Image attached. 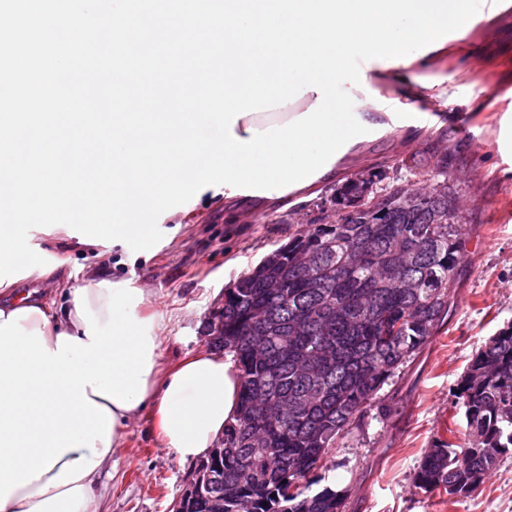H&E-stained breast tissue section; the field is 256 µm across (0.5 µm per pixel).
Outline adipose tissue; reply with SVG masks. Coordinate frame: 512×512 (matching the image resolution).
<instances>
[{
  "label": "adipose tissue",
  "mask_w": 512,
  "mask_h": 512,
  "mask_svg": "<svg viewBox=\"0 0 512 512\" xmlns=\"http://www.w3.org/2000/svg\"><path fill=\"white\" fill-rule=\"evenodd\" d=\"M444 54L432 50L408 65L374 62L366 82L423 98L427 73ZM407 68L418 72L417 89L400 88ZM317 98L310 91L287 107L241 117L234 132L246 139L284 124ZM66 294L59 311L27 292L0 299V512H91L128 422L143 410L182 462L216 447L237 413L231 355L198 354L158 373L159 324L140 312L144 289L94 276Z\"/></svg>",
  "instance_id": "adipose-tissue-1"
}]
</instances>
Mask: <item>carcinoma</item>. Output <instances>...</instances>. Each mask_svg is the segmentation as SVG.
I'll return each instance as SVG.
<instances>
[{"label":"carcinoma","instance_id":"carcinoma-1","mask_svg":"<svg viewBox=\"0 0 512 512\" xmlns=\"http://www.w3.org/2000/svg\"><path fill=\"white\" fill-rule=\"evenodd\" d=\"M443 177L440 196L414 207L384 203L372 217L310 224L288 256L241 274L221 314L224 353L240 380L224 455L206 460L207 487L187 512H344V494L311 492L338 440L362 425L378 393L443 326L460 281L464 224H433L454 206L445 161L404 159ZM466 428L421 458L417 488L452 498L477 491L512 451V324L481 346L458 383Z\"/></svg>","mask_w":512,"mask_h":512}]
</instances>
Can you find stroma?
<instances>
[{"label": "stroma", "instance_id": "1", "mask_svg": "<svg viewBox=\"0 0 512 512\" xmlns=\"http://www.w3.org/2000/svg\"><path fill=\"white\" fill-rule=\"evenodd\" d=\"M434 89L418 109L434 118L432 132L398 129L364 146V166L385 182L409 179L408 153L446 156L448 178L468 228L463 270L447 321L420 354L384 385L368 420L332 449L321 474L345 491V512H512V454H506L478 491L458 501L415 488L414 472L451 417L470 359L487 339L512 323V146L499 143L512 124V6L469 36L450 41L432 70ZM336 184L314 196H293L279 209L242 202L225 209L224 191H203L160 216L162 239L146 251L81 244L65 232L37 227L30 247L48 273L22 279L18 291L62 304V285L93 274L128 280L148 291L143 310L164 323L161 372L184 357L212 351V317L224 309V290L306 224L323 223ZM104 474L97 512H169L194 462H179L148 414L125 430Z\"/></svg>", "mask_w": 512, "mask_h": 512}]
</instances>
